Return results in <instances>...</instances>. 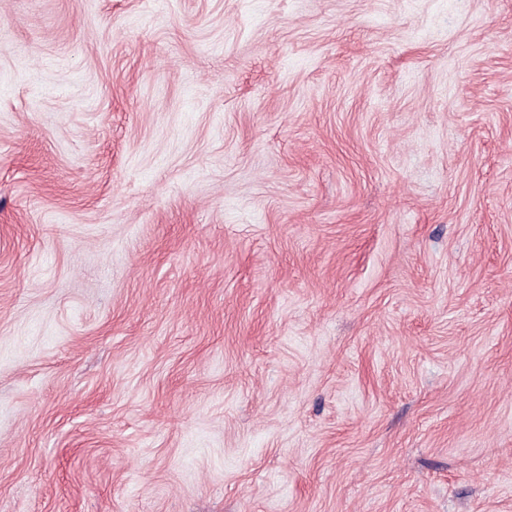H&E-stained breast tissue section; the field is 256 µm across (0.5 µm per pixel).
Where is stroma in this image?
Listing matches in <instances>:
<instances>
[{
  "instance_id": "obj_1",
  "label": "stroma",
  "mask_w": 512,
  "mask_h": 512,
  "mask_svg": "<svg viewBox=\"0 0 512 512\" xmlns=\"http://www.w3.org/2000/svg\"><path fill=\"white\" fill-rule=\"evenodd\" d=\"M0 512H512V0H0Z\"/></svg>"
}]
</instances>
